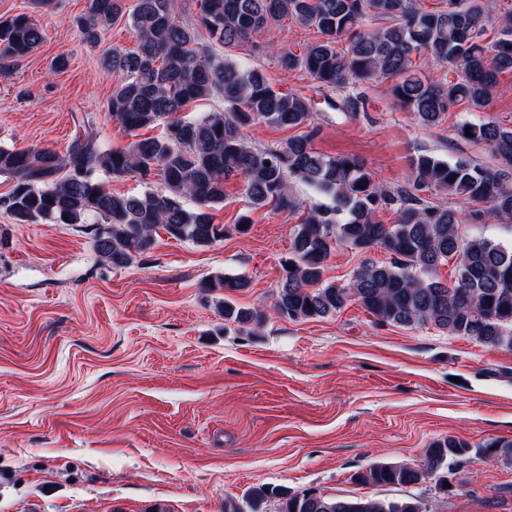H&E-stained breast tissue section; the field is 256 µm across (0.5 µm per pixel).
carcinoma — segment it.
<instances>
[{"label":"carcinoma","mask_w":512,"mask_h":512,"mask_svg":"<svg viewBox=\"0 0 512 512\" xmlns=\"http://www.w3.org/2000/svg\"><path fill=\"white\" fill-rule=\"evenodd\" d=\"M494 0H448L447 8L426 10L418 0H200L197 24L210 40L235 48L272 22L292 19L313 27L320 39L300 54L277 49L280 66L301 69L325 89H345L391 81L389 91L428 129L463 107L479 112L512 71V12L489 41L487 25ZM127 17L137 40L129 51L114 50L103 65L121 76L107 101L109 117L134 134L161 128L121 149L103 147L81 120L65 152L48 148L0 147V174L12 181L0 194V212L17 224L94 223L92 248L112 267L126 268L147 254L156 237L189 241L206 248L222 240L226 228L212 211L224 202V184L243 182L249 204H273L294 212L302 203L288 194L297 179L330 196L334 206L312 208L282 260L273 314L292 321L325 318L355 302L378 323L413 329L430 325L452 336L512 350V247L491 237L464 238L461 212L435 205L421 193L435 190L480 205L486 221H512V127L464 119L456 125L464 140L488 148L495 166L430 154L411 160L407 186L393 192L377 184L357 159L326 157L310 147L311 134H295L265 149L247 144L244 128L258 121L285 130L310 127V102L299 93L274 90L256 68H244L198 42L195 29L179 24L172 0H135L123 13L117 0H90L78 28L84 40ZM43 41L42 29L23 13L0 20V59L22 58ZM423 57L454 74L423 79L415 59ZM219 96L224 109L188 119L190 104ZM336 109L355 116L365 111L360 94L343 97ZM158 178L159 191L116 194L101 176ZM194 203V208L185 202ZM393 209L394 224L377 220ZM357 252L375 247L390 254L384 264L363 263L344 284L323 279L333 244ZM456 259L454 282L440 280L439 266ZM206 287L223 293L224 321L259 326L262 308L237 306L232 295L248 288L242 277L216 274ZM470 445L453 435L430 443L418 463L376 462L355 476L361 483L411 486L435 477L448 482L457 459ZM428 512L419 497L385 501L372 497L292 494L260 484L242 502L227 500L224 512Z\"/></svg>","instance_id":"1"}]
</instances>
